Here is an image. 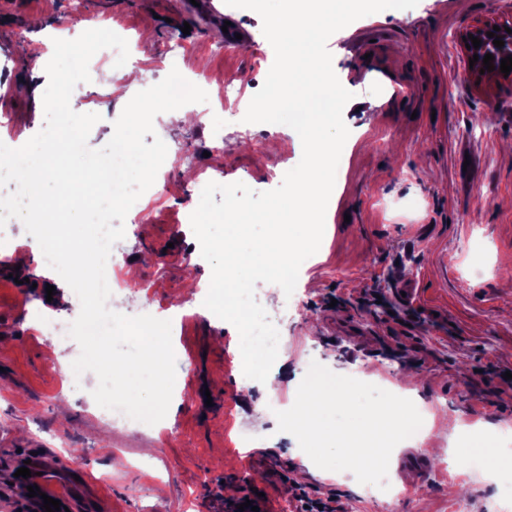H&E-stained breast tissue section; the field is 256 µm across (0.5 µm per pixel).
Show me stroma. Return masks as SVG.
Returning <instances> with one entry per match:
<instances>
[{
	"label": "stroma",
	"instance_id": "35a3bbf8",
	"mask_svg": "<svg viewBox=\"0 0 512 512\" xmlns=\"http://www.w3.org/2000/svg\"><path fill=\"white\" fill-rule=\"evenodd\" d=\"M0 0V142L24 145L44 125L46 71L30 57L50 60L48 38L74 39L88 29L118 27L128 39L125 66L94 55L90 82L71 99L99 114L88 145L114 133L127 98L162 81L169 54L179 72L204 90L232 82L229 110L158 114L154 135L181 149L160 173L157 198L140 197L129 210L122 245L137 277L128 295L172 320L176 380L166 418L126 428L107 426L102 407L88 403L94 378L65 375L80 354L68 336L38 334L33 310L70 318L72 289L43 263L16 268L13 253L36 240L23 222L0 229V512H19L10 477L26 460L54 470L74 490L71 512H220L219 499L200 500L202 488L260 486L268 512H286L288 486L336 484L346 512H495L512 470L486 480L481 459L462 465L452 451L474 431L512 426V398L499 371L512 370V82L492 74L480 86L467 77L456 34L479 17L512 18V0H362L341 23L320 29L318 49L341 91L328 137L341 140L332 180L336 208L313 217L319 247L302 256L300 277L257 281L241 298L253 333L268 349L286 351L305 376L311 362L376 384L447 416L455 431L423 426L391 456L399 495L385 503L361 496L351 472L319 469L279 438L275 412L296 393L259 400L247 392L232 320L204 313L187 288L210 286L212 258L201 255L203 231L223 238L234 223L230 200L254 212L287 197L289 172L305 162L304 143L289 128L249 125L237 107L266 98L268 75L286 70L285 45L266 31L275 0ZM231 22L252 45L229 51L214 30ZM190 33H183V25ZM221 180L199 191L201 169ZM194 210L198 223L183 219ZM416 291L414 307L396 288ZM54 293H47V286ZM381 302L364 306L366 293ZM210 390L211 405L197 394ZM252 437L242 451L240 435ZM423 472L399 469L407 449ZM288 470L280 482L257 457Z\"/></svg>",
	"mask_w": 512,
	"mask_h": 512
}]
</instances>
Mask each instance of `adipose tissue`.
<instances>
[{
	"label": "adipose tissue",
	"mask_w": 512,
	"mask_h": 512,
	"mask_svg": "<svg viewBox=\"0 0 512 512\" xmlns=\"http://www.w3.org/2000/svg\"><path fill=\"white\" fill-rule=\"evenodd\" d=\"M267 37L288 40V108L279 114L278 120L303 137L307 155L305 167L292 178V194L275 202L273 209L284 215L306 209L312 202L322 209L333 208L334 195L318 194L317 188L325 184L335 160L314 134L319 125L330 121L336 110L337 93L328 80L326 64L303 18L297 17L292 0H283L281 7L271 15ZM242 215L243 223L227 227L232 239L222 255L220 271L213 276L205 293L209 308L223 311L225 317L235 321L246 316L238 300L254 282L275 272L286 282L298 274L291 263L290 251L273 254L252 244L251 238L259 223L265 222V215L247 209Z\"/></svg>",
	"instance_id": "ef3b65f1"
}]
</instances>
